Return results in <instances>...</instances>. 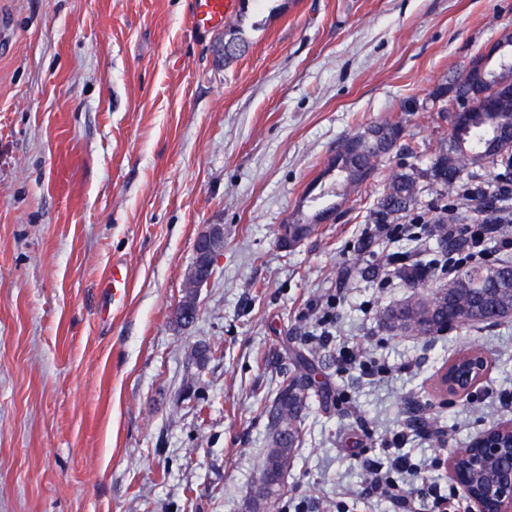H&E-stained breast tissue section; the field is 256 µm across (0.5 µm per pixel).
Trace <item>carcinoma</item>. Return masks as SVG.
Masks as SVG:
<instances>
[{"label": "carcinoma", "instance_id": "carcinoma-1", "mask_svg": "<svg viewBox=\"0 0 512 512\" xmlns=\"http://www.w3.org/2000/svg\"><path fill=\"white\" fill-rule=\"evenodd\" d=\"M489 88L492 92L485 95L482 102L474 103L467 112L455 113L448 144L440 146L434 153L427 171L419 175L398 172L389 178L377 200L378 214L383 220L421 209L419 182L422 178L439 188L440 196L448 197L459 188L466 167L494 163L497 158L507 155L512 157V102L500 100L502 90L512 89V54L501 57L500 71L490 75ZM473 95L472 86L457 81L450 87L439 88L436 99H447L443 108L446 112L455 108L460 99ZM368 131H382L390 140L379 138L362 146V135L359 134L345 141L329 164V171L337 176L336 182L328 188L334 196L360 187L391 145L403 137V128L397 122L372 125ZM474 272L486 274L484 288L488 289V299L495 303L498 302L497 289H512V261L465 264L448 281ZM426 292L435 306L433 318H424L413 298L402 305L408 312V333L414 336H436L443 326L457 325L463 307L467 305L463 298L453 307L445 304L440 297L441 284L436 281L426 286ZM318 375L314 361L301 355L296 360L295 372L280 383L270 412L269 448L262 461L250 512H271L278 508L285 495V477L293 466L295 451L300 444V412L310 398L319 396L324 389Z\"/></svg>", "mask_w": 512, "mask_h": 512}]
</instances>
